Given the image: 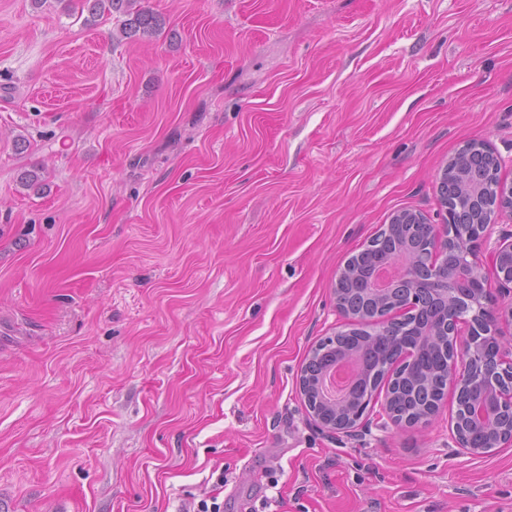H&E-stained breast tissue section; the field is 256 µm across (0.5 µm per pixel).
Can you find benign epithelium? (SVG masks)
Here are the masks:
<instances>
[{"label": "benign epithelium", "mask_w": 512, "mask_h": 512, "mask_svg": "<svg viewBox=\"0 0 512 512\" xmlns=\"http://www.w3.org/2000/svg\"><path fill=\"white\" fill-rule=\"evenodd\" d=\"M469 196L468 205L458 211L448 205L447 199H441L448 223L443 231L429 225L425 247L429 255L426 276L416 278L404 289L406 302L395 297L396 286L375 287L377 272L365 278L366 291L377 301L378 306L387 314L375 321L372 335L382 338L389 335V329L396 316H410L416 295L424 283L443 295L447 307L436 318L426 333L428 343L439 345L448 351L451 358L444 369L448 386L460 390L476 388V399L469 402L468 409L449 415L448 428L451 438L457 445L474 457H484L504 446L512 445V428L499 425L498 415L512 414V347H505V336L499 324L506 321L512 324V306H503L498 302L493 289L488 287L483 273V259L479 252L483 242L485 225L481 221L490 214L487 203L481 197L478 181L468 175L463 184ZM470 222L473 232L461 237L448 234V226L453 223ZM426 218L410 210L394 214L390 223L385 225L386 234L398 235L408 225L425 224ZM512 255V235L502 238L489 252V260L495 269L499 288H512V268H499V258ZM358 274L345 266L336 275L331 285V293L336 301V311L342 318L339 333H345L350 326L362 324L364 320L347 309L344 302L343 284L354 280ZM468 326L466 335H461V326ZM493 337L499 342L495 362L486 366L480 361L483 340ZM336 363L324 367L313 384H306L304 376H299V390L312 420L322 429L330 432L351 433L362 424L364 414L354 409L356 384H351L339 398H330L325 392V381ZM399 368L383 367L382 383L386 392L380 402L379 416L395 424L401 423L399 412L392 402V383ZM481 428L487 436L486 446L474 448L467 442V430Z\"/></svg>", "instance_id": "1"}]
</instances>
